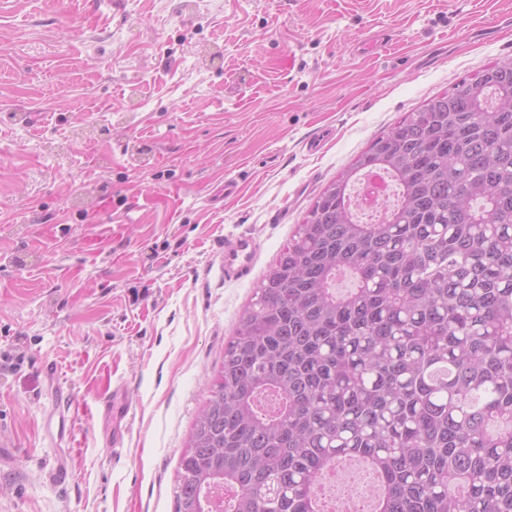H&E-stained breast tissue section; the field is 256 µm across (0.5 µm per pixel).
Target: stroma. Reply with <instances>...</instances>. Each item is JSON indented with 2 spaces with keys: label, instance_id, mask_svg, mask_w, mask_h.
<instances>
[{
  "label": "stroma",
  "instance_id": "stroma-1",
  "mask_svg": "<svg viewBox=\"0 0 512 512\" xmlns=\"http://www.w3.org/2000/svg\"><path fill=\"white\" fill-rule=\"evenodd\" d=\"M507 55L512 0H0V512H175L224 347L321 189ZM243 233L257 266L225 281ZM258 241L251 234H239L224 240L219 264L225 281H244L250 275L258 255Z\"/></svg>",
  "mask_w": 512,
  "mask_h": 512
}]
</instances>
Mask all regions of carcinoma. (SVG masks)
Here are the masks:
<instances>
[{"instance_id":"carcinoma-1","label":"carcinoma","mask_w":512,"mask_h":512,"mask_svg":"<svg viewBox=\"0 0 512 512\" xmlns=\"http://www.w3.org/2000/svg\"><path fill=\"white\" fill-rule=\"evenodd\" d=\"M369 169L400 188L378 223L348 203ZM356 460L369 512H512V56L321 189L224 347L176 512H323Z\"/></svg>"}]
</instances>
